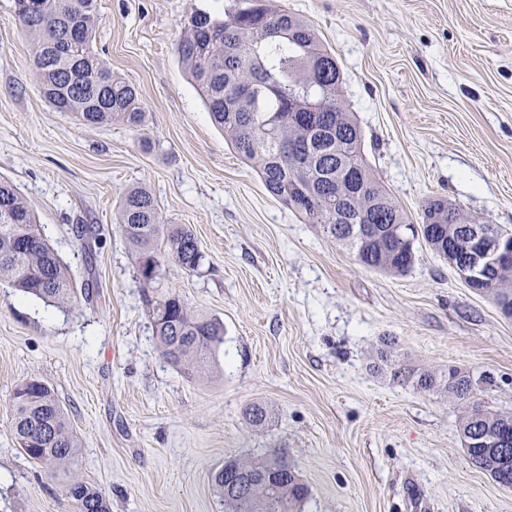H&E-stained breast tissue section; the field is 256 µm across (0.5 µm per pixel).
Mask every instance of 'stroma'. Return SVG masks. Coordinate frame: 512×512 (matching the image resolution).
Wrapping results in <instances>:
<instances>
[{
	"label": "stroma",
	"instance_id": "stroma-1",
	"mask_svg": "<svg viewBox=\"0 0 512 512\" xmlns=\"http://www.w3.org/2000/svg\"><path fill=\"white\" fill-rule=\"evenodd\" d=\"M341 68L376 177L418 221L447 199L512 229V0H277ZM93 48L132 83L141 130L85 126L32 80L34 44L0 0V177L89 293L48 304L0 283V512H77L66 477L29 461L11 397L46 383L81 448L73 465L111 512H224L225 459L278 453L309 487L298 512H512V488L461 444L463 407L378 370L385 342L410 367L469 374L512 414V316L427 247L389 276L273 197L209 118L175 47L224 0H98ZM204 254L163 283L224 325L204 374L160 353L137 263L113 218L132 188ZM99 229L77 239L74 225ZM268 410L253 425L250 404Z\"/></svg>",
	"mask_w": 512,
	"mask_h": 512
}]
</instances>
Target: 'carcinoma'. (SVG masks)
Listing matches in <instances>:
<instances>
[{
	"label": "carcinoma",
	"instance_id": "obj_1",
	"mask_svg": "<svg viewBox=\"0 0 512 512\" xmlns=\"http://www.w3.org/2000/svg\"><path fill=\"white\" fill-rule=\"evenodd\" d=\"M13 2L19 22L35 38L32 76L53 107L86 126L142 125L134 86L112 75L93 51L97 0ZM176 51L212 121L258 170L267 191L305 223L321 225L360 265L402 276L415 263L417 241L443 259L450 245L460 256L470 248L467 230L476 220L445 199L422 206L418 233H401L411 221L371 170L361 128L341 102L340 67L308 21L278 8L274 0H224L223 17H191ZM338 209L351 223H336ZM116 223L152 291L146 298L163 358L188 371L202 367L224 343L223 323L190 310L176 293L161 291V258L188 272L200 266L203 253L195 234L186 224L165 223L152 194L142 188L123 197ZM0 281L48 304L66 303L77 293L31 205L3 178ZM475 287L512 315V256L493 287ZM414 385L464 405L463 442L486 438L467 448L470 459L498 483L512 486V416L484 409L474 400L471 377L455 367L440 374L421 372ZM12 430L23 454L37 464L65 466L79 451L67 414L53 390L37 379L14 391ZM221 470L225 477L214 474V484L228 512H295L309 494L278 459L229 458ZM260 470L274 473L270 483L244 496L225 494L227 477ZM67 493L77 512H109L105 493L74 474Z\"/></svg>",
	"mask_w": 512,
	"mask_h": 512
}]
</instances>
